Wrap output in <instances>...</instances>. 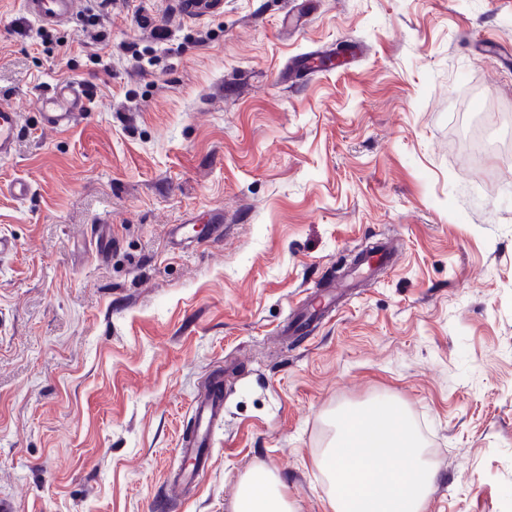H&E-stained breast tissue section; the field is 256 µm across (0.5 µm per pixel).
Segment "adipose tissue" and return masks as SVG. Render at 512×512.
Segmentation results:
<instances>
[{"mask_svg":"<svg viewBox=\"0 0 512 512\" xmlns=\"http://www.w3.org/2000/svg\"><path fill=\"white\" fill-rule=\"evenodd\" d=\"M233 512H295L287 487L272 472L252 468L242 478Z\"/></svg>","mask_w":512,"mask_h":512,"instance_id":"obj_1","label":"adipose tissue"}]
</instances>
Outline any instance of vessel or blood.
<instances>
[{"label": "vessel or blood", "mask_w": 512, "mask_h": 512, "mask_svg": "<svg viewBox=\"0 0 512 512\" xmlns=\"http://www.w3.org/2000/svg\"><path fill=\"white\" fill-rule=\"evenodd\" d=\"M75 7V0H22L24 12L44 25L67 21ZM87 98L80 82L68 81L53 89L41 100L40 120L49 127L66 131L83 115ZM20 132V115L16 110L0 103V159L12 156ZM392 259L389 248H380L375 255L366 257L353 271V278H366ZM338 295L335 289L311 291L299 299L293 308V318L286 332L297 334L309 331L326 310L335 308ZM193 425L181 441L180 455L186 459L185 467L174 476L175 483L191 484L207 469L213 429L224 417V375L212 372L206 379L193 407Z\"/></svg>", "instance_id": "obj_1"}]
</instances>
